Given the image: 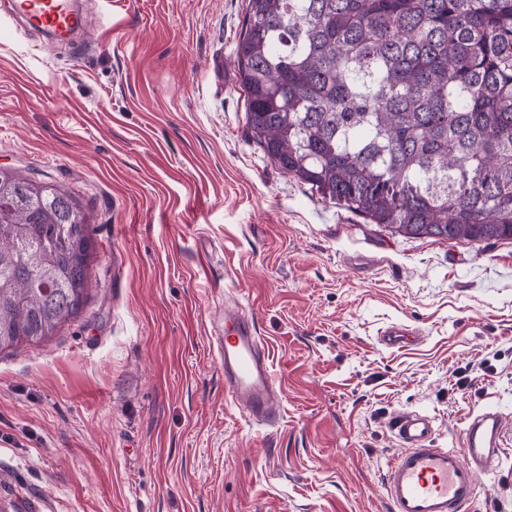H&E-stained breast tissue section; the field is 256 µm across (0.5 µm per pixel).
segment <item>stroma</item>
<instances>
[{
    "instance_id": "obj_1",
    "label": "stroma",
    "mask_w": 512,
    "mask_h": 512,
    "mask_svg": "<svg viewBox=\"0 0 512 512\" xmlns=\"http://www.w3.org/2000/svg\"><path fill=\"white\" fill-rule=\"evenodd\" d=\"M84 2L106 21L69 44L0 16V168L79 198L97 248L79 315L0 352V512H391L394 416L459 448L485 407L478 512H512V240L395 235L271 163L233 76L247 0ZM226 305L275 426L224 393Z\"/></svg>"
}]
</instances>
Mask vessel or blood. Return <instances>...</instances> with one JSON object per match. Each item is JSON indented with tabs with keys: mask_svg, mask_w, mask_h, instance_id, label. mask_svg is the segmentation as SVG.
<instances>
[{
	"mask_svg": "<svg viewBox=\"0 0 512 512\" xmlns=\"http://www.w3.org/2000/svg\"><path fill=\"white\" fill-rule=\"evenodd\" d=\"M7 16L62 40L87 25L76 0H11ZM223 322L217 350L225 391L252 420L275 423L279 394L271 379L270 350L256 336L252 321L239 311L225 312ZM502 429V417L484 408L468 423L462 448H435L431 445L435 426L427 415L400 414L392 430L402 451L383 482L391 512H471L478 477L489 469Z\"/></svg>",
	"mask_w": 512,
	"mask_h": 512,
	"instance_id": "b4317fda",
	"label": "vessel or blood"
}]
</instances>
